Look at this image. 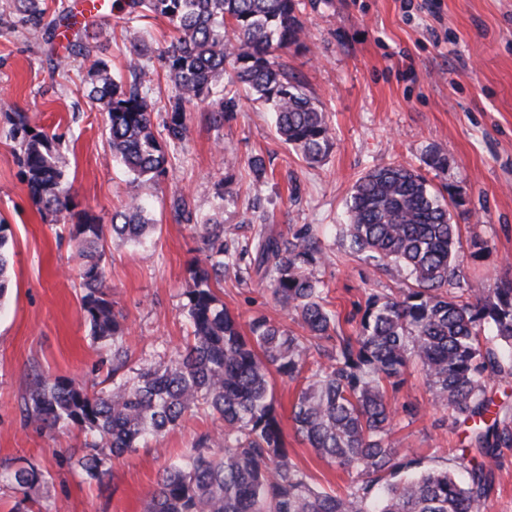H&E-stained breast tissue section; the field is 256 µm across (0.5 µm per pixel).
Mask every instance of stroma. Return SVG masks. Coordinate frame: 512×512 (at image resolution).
Wrapping results in <instances>:
<instances>
[{"mask_svg":"<svg viewBox=\"0 0 512 512\" xmlns=\"http://www.w3.org/2000/svg\"><path fill=\"white\" fill-rule=\"evenodd\" d=\"M300 9L302 45L282 52L281 60L325 112L334 148L322 163L307 164L278 138L269 112L242 91L219 125L207 104L188 107L183 150L159 185L143 189L157 226L151 244L104 242L112 298L129 328L131 368L169 359L188 334L181 308L188 266L201 242L190 225L176 222L170 208L176 194L188 196L200 214L222 210L225 232L241 238L253 237L261 224L282 232L315 225L328 259L319 273L332 309L344 315L364 302L368 289L386 293L396 281L360 259L341 257L336 226L359 177L401 163L457 199L451 214L463 239L486 242L490 255L470 262L471 279L491 289L498 277L512 274V0H301ZM11 10L12 0H0V222L11 231L12 264L0 309V504L14 502L4 470L21 460L53 472L41 500L47 512H145L170 458L213 429L214 421L183 422L113 459L105 485L68 462L83 433H40L21 422L22 397L34 374L80 379L103 353L84 321L79 260L68 244L71 218L41 212L32 199L10 136L11 116L27 113L32 125L59 136L76 210L110 224L128 185L110 157L107 114L87 96L92 58L5 23ZM93 31L100 57L123 78L151 68L148 57L131 49L123 25L108 20ZM431 149L445 155V170L424 164ZM256 157L265 166L258 194L250 168ZM220 295L241 324L263 316L293 325L267 286L228 280ZM430 399L425 377L411 371L398 401L417 404L421 412L398 415L392 439L424 466L458 469L470 427L452 424ZM287 444L314 486L336 491L355 482V475L327 464L295 435Z\"/></svg>","mask_w":512,"mask_h":512,"instance_id":"obj_1","label":"stroma"}]
</instances>
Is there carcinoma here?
Listing matches in <instances>:
<instances>
[{
	"mask_svg": "<svg viewBox=\"0 0 512 512\" xmlns=\"http://www.w3.org/2000/svg\"><path fill=\"white\" fill-rule=\"evenodd\" d=\"M299 0H112L129 42L147 50L146 18H164L175 35L155 56L172 82L156 133L146 80L130 83L102 58L87 72L88 97L108 118L112 160L131 188L112 215V238L145 247L156 230L141 189L157 185L188 131L186 107L206 102L224 119V82L242 87L274 114L276 134L307 163L333 147L325 112L292 81L277 52L301 46ZM13 25L44 33L45 0H14ZM233 37L226 36L227 30ZM11 135L34 200L47 212H71L64 184L66 156L56 138L16 112ZM348 223L337 227L343 255L368 261L398 277L391 294L375 290L345 317L328 308L318 268L320 241L307 224L289 235L261 227L252 240L224 234L216 216H202L182 194L171 200L181 224L200 230L204 260L189 268L191 284L181 314L184 345L165 362L126 373L130 354L124 316L106 281L105 225L87 211L73 215L69 240L80 258L83 310L92 341L112 366V388L95 391L83 379L34 375L23 396L22 422L35 430L77 427L88 439L70 458L88 478L104 481L110 463L203 415L222 423L197 436L159 477L146 512H487L495 468L512 450V414L495 408L490 381L512 375V276L491 292L471 285L465 257L485 256L484 241L462 244L449 203L418 172L390 164L361 176L346 203ZM9 226L0 223V299L9 288ZM267 281L274 300L304 333L264 316L242 330L216 286ZM352 325L344 333L341 323ZM417 366L436 407L472 422L474 450L467 479L426 469L394 446L398 413L390 393ZM300 384L290 420L318 457L357 476L345 491L314 487L288 454L273 376ZM51 471L33 464L10 473L16 493L9 512H42L33 493L53 484Z\"/></svg>",
	"mask_w": 512,
	"mask_h": 512,
	"instance_id": "obj_1",
	"label": "carcinoma"
}]
</instances>
